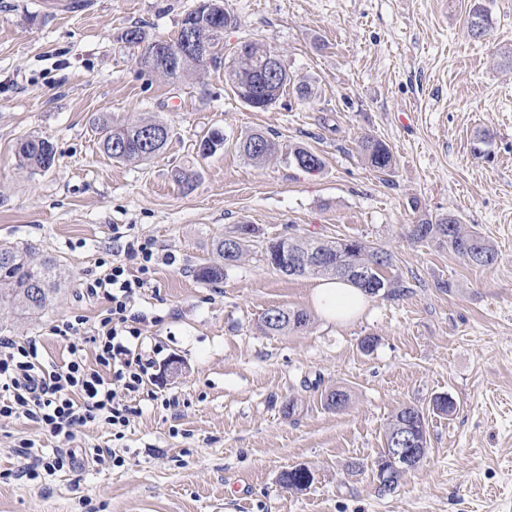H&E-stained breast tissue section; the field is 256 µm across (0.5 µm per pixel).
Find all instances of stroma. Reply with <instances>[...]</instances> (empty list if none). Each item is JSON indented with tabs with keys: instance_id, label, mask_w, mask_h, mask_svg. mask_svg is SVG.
I'll use <instances>...</instances> for the list:
<instances>
[{
	"instance_id": "1",
	"label": "stroma",
	"mask_w": 512,
	"mask_h": 512,
	"mask_svg": "<svg viewBox=\"0 0 512 512\" xmlns=\"http://www.w3.org/2000/svg\"><path fill=\"white\" fill-rule=\"evenodd\" d=\"M59 2L0 0V245L56 258L66 278L39 316L0 317V336L36 339L45 366L67 361L52 328L105 315L80 283L111 260L113 225L176 261L156 266L134 304L156 366L123 439L88 425L69 447L73 466L30 481L16 476L22 444L57 443L28 419L0 421V512H512V0H228L238 25L224 32L225 62L261 42L292 81L263 111L234 96L223 68L148 75L120 41L132 26L174 35L199 0ZM477 3L491 18L478 40L466 28ZM301 82L312 97L296 94ZM103 116L164 121L166 150L112 161L93 131ZM213 128L224 147L200 156ZM254 130L282 149L261 166L235 147ZM27 136L53 142L49 171L18 166ZM366 137L390 147L389 173L362 156ZM298 146L323 159L321 172L289 162ZM179 164L198 172L193 190L174 182ZM450 214L490 241L494 266L409 237L411 224ZM237 224L253 225L252 253L222 281L198 280ZM306 233L384 249L385 276L410 291L326 321L311 304L315 278L282 276L263 258L266 241ZM273 307L308 312L310 324L263 332ZM336 388L349 394L340 411L325 405ZM440 394L454 414L430 413ZM407 403L429 411L428 454L381 496L373 463ZM101 448L124 466L98 465ZM353 462L363 471L348 473ZM295 466L314 474L298 493L279 484Z\"/></svg>"
}]
</instances>
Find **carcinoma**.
Masks as SVG:
<instances>
[{
    "instance_id": "cac0c4a2",
    "label": "carcinoma",
    "mask_w": 512,
    "mask_h": 512,
    "mask_svg": "<svg viewBox=\"0 0 512 512\" xmlns=\"http://www.w3.org/2000/svg\"><path fill=\"white\" fill-rule=\"evenodd\" d=\"M479 21L483 32L490 29V20L485 8L476 4L471 9L467 28H472L474 21ZM199 25L204 35V42L196 45L177 62L171 50L183 43L184 25ZM237 24L233 15L224 14L219 18L206 13L197 7L187 12L180 22L174 36L162 38L152 36L139 27H133L120 36V40L137 49L135 62L140 69H145L162 76L177 79L190 74L198 67L208 64L215 66L222 63L224 50V30ZM272 49L256 42H246L237 48L234 61L224 67V79L235 96L245 105L265 110L279 99L290 83L285 77L275 85H263L262 73L268 64V54ZM168 130L161 120L141 118L131 122L118 121L102 117L94 125L98 134L99 146L104 154L118 162H144L159 156L165 149L169 134L163 139L153 142L149 139V130ZM224 145V134L219 130L207 132L199 145L203 155L214 153ZM237 146L245 157L256 165H262L279 152V144L262 131H253L238 142ZM360 148L370 166L379 173H386L393 165V153L390 147L378 140L361 141ZM17 158L19 165L32 172H45L55 162V149L50 140L42 136H30L18 143ZM292 160L300 161L298 167L308 173H316L323 169L324 162L315 152L303 147L292 151ZM173 180L183 189L190 190L197 180V171L189 167H176L172 170ZM419 235L411 236L419 241L437 240L448 245L465 263L472 267L485 268L489 263L482 260V252L495 253L488 240L478 233L467 230L453 215L435 221L423 219L418 222ZM321 249L330 256V265L307 264L305 259L314 249ZM214 249L221 262L204 264L194 270L195 276L205 282H217L224 277L226 266L224 258V239L216 240ZM287 253L301 262L296 277L324 276L328 278L349 279L343 273L348 266H357L364 270L366 277L354 282L363 292L371 297L401 296L408 292L410 285L402 280H392L383 275V268L390 265L391 256L358 240L326 241L312 236L293 235L279 238L266 244L264 259L267 265L274 266L273 260ZM62 282L59 265L48 258L37 260L32 252L25 247L0 246V309H9L23 315H34L43 310L52 294L58 290ZM275 309H268L261 318V328L267 332L299 331L309 325L310 318L303 311L288 312V318L277 322L272 320ZM298 321H293L292 316ZM457 405L452 397L439 395L432 401V411L450 415L455 413ZM410 419L417 426L422 442H427V424L422 408L416 404H404L393 414L385 433L384 448L374 467L378 471V494L386 495L396 490L405 473L396 470L387 462L389 448L393 447L392 431L403 419ZM314 481L313 472L298 466L283 471L279 477L282 488L288 491H302Z\"/></svg>"
}]
</instances>
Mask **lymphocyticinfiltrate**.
I'll return each instance as SVG.
<instances>
[{
  "label": "lymphocytic infiltrate",
  "mask_w": 512,
  "mask_h": 512,
  "mask_svg": "<svg viewBox=\"0 0 512 512\" xmlns=\"http://www.w3.org/2000/svg\"><path fill=\"white\" fill-rule=\"evenodd\" d=\"M118 256L107 273L82 282L87 296L105 299L109 307L97 323L74 315L54 325L55 335L69 341L70 359L64 365L45 367L36 340L20 343L0 337V420L25 417L60 440L52 453L26 452L18 477L51 476L70 466L65 451L80 428L103 424L122 437L144 393L152 357L140 342L141 318L132 311L142 289L150 287L151 274L160 257L151 244L113 229ZM137 269H130V261ZM93 356H86V346Z\"/></svg>",
  "instance_id": "1"
}]
</instances>
